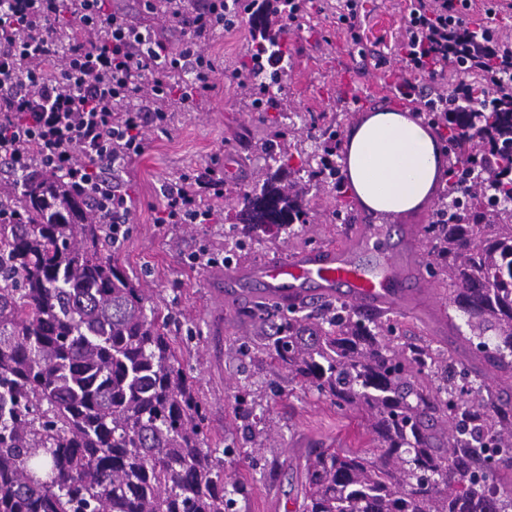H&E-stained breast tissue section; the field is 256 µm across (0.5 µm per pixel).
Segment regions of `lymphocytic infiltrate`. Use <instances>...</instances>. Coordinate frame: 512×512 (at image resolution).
Returning a JSON list of instances; mask_svg holds the SVG:
<instances>
[{"mask_svg": "<svg viewBox=\"0 0 512 512\" xmlns=\"http://www.w3.org/2000/svg\"><path fill=\"white\" fill-rule=\"evenodd\" d=\"M467 0H410L401 61L408 76L396 87L424 112L431 101L422 81L436 82L448 69V45L463 40L468 63H486L489 45L478 28L458 20ZM149 12L183 26L180 50L106 9V0H0V165L12 171L39 166L71 180L77 191H104V221H129L128 196L109 188L103 168H117L145 150L143 129L168 125L172 102L190 104L217 89L215 61L202 44L226 11L250 13L244 0H146ZM73 15L80 37L67 38L62 18ZM63 55L55 76L44 59ZM191 74L189 91H173L172 79ZM37 154H30V146ZM224 197V175L208 165L170 182L163 191L162 224H196L200 208Z\"/></svg>", "mask_w": 512, "mask_h": 512, "instance_id": "obj_1", "label": "lymphocytic infiltrate"}]
</instances>
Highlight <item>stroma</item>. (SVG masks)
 I'll list each match as a JSON object with an SVG mask.
<instances>
[{
  "mask_svg": "<svg viewBox=\"0 0 512 512\" xmlns=\"http://www.w3.org/2000/svg\"><path fill=\"white\" fill-rule=\"evenodd\" d=\"M343 5V0H303L297 20L284 36L288 67L279 96L302 116L294 135L305 142L310 139L307 125L311 122L333 121L336 142L341 145L371 112L410 109L395 92L403 76L398 44L405 0H365L352 31L338 21ZM109 8L150 29L171 49H178L184 39L183 29L149 13L145 0H109ZM251 32L246 18L216 31L206 46L219 64L216 92L175 112L166 129L144 128V153L119 174L133 207L130 231L120 242L118 254L129 275L171 304L177 315L170 327L173 340H180L187 330L196 332L181 349L182 361L207 409L210 447L235 448L234 454L224 458V478L241 489L236 512H274L276 501L300 500V462L309 449L365 448L371 446L373 436L355 410L337 407L314 388L289 378L285 370L263 368L257 359L241 357L239 345L261 336L255 316L261 306L258 297L247 295L226 304L223 321L215 322L212 279L225 265L202 266L190 260L204 244L223 253L224 227L236 223L240 211L237 194L254 187L265 165L256 142H268L276 149L284 143L279 113L254 110L250 93L235 77L251 45ZM216 157L232 163L238 176L224 181V198L215 205V223H159L165 185ZM348 201L349 223L331 224L325 216L337 206L334 196L312 199L305 234L313 247L353 241L357 225L376 223V216L356 196ZM400 258L409 272L418 312L410 317L389 311L386 319L397 324L401 334L439 349L462 348V337L469 332L466 315L449 303L447 288L423 293L424 263L405 251ZM246 383L262 397L252 417L254 428L272 436L269 447L256 459L250 454L251 441L237 431L234 421L235 395Z\"/></svg>",
  "mask_w": 512,
  "mask_h": 512,
  "instance_id": "35a3bbf8",
  "label": "stroma"
}]
</instances>
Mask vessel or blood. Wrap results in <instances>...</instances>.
Listing matches in <instances>:
<instances>
[{
  "instance_id": "vessel-or-blood-1",
  "label": "vessel or blood",
  "mask_w": 512,
  "mask_h": 512,
  "mask_svg": "<svg viewBox=\"0 0 512 512\" xmlns=\"http://www.w3.org/2000/svg\"><path fill=\"white\" fill-rule=\"evenodd\" d=\"M366 254L374 255L373 263H363ZM408 285L409 276L382 225L367 224L356 249L333 245L225 270L223 287L216 295L230 297L252 288L260 297L285 306L339 296L364 310L380 312L402 310Z\"/></svg>"
}]
</instances>
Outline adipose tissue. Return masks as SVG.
Masks as SVG:
<instances>
[{"mask_svg":"<svg viewBox=\"0 0 512 512\" xmlns=\"http://www.w3.org/2000/svg\"><path fill=\"white\" fill-rule=\"evenodd\" d=\"M348 184L362 204L381 215L413 210L441 177L443 153L435 138L408 112H373L344 145Z\"/></svg>","mask_w":512,"mask_h":512,"instance_id":"1","label":"adipose tissue"}]
</instances>
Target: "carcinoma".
I'll list each match as a JSON object with an SVG mask.
<instances>
[{"instance_id":"carcinoma-1","label":"carcinoma","mask_w":512,"mask_h":512,"mask_svg":"<svg viewBox=\"0 0 512 512\" xmlns=\"http://www.w3.org/2000/svg\"><path fill=\"white\" fill-rule=\"evenodd\" d=\"M266 41L238 70L254 92L265 58L282 49L259 12ZM453 52L449 65L473 93L486 72ZM262 112L280 102L257 93ZM260 188L239 195L251 227L292 239L309 223L306 196L345 197L336 128L298 151L296 178L280 184L291 149L261 148ZM448 223L427 224L428 270L467 315L465 358L417 340L350 305L315 313L292 307L268 319L263 351L290 378L338 407L357 409L376 435L365 450L310 451L302 512H512V403L482 380L488 367L512 380V93L473 112L448 111ZM102 203L50 173L17 172L0 183V512H235L240 488L224 481L210 447L194 376L169 336L173 310L154 300L112 251L121 224L101 223ZM256 399L237 397L246 422ZM496 470L493 509L476 474Z\"/></svg>"}]
</instances>
